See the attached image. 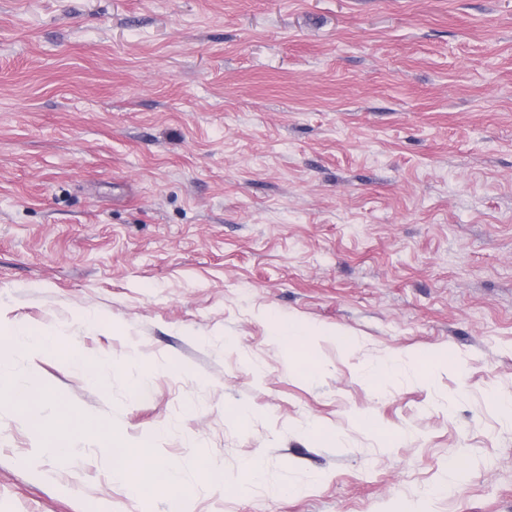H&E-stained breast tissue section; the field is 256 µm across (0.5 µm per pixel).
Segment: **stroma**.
<instances>
[{"label":"stroma","mask_w":512,"mask_h":512,"mask_svg":"<svg viewBox=\"0 0 512 512\" xmlns=\"http://www.w3.org/2000/svg\"><path fill=\"white\" fill-rule=\"evenodd\" d=\"M19 322L0 512H512V0H0ZM0 356L12 351L14 348L23 347L29 350L44 349L46 347H59L55 338L41 336L35 330L24 325H15L7 334H1ZM42 390V384L32 380L25 389L16 391L13 396L16 403L25 409L30 425L37 431L42 427V420L36 411ZM114 469L125 479L131 495L139 500L157 495L178 483L174 462H159L155 457L151 462H145L137 450L128 451Z\"/></svg>","instance_id":"1"}]
</instances>
